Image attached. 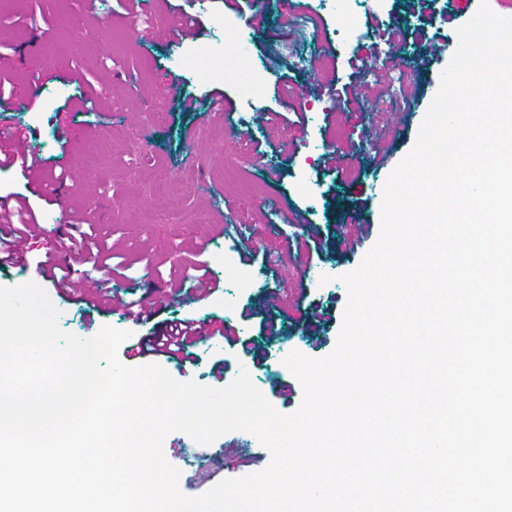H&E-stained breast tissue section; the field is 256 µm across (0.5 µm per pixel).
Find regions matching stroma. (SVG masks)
Returning a JSON list of instances; mask_svg holds the SVG:
<instances>
[{
	"instance_id": "35a3bbf8",
	"label": "stroma",
	"mask_w": 512,
	"mask_h": 512,
	"mask_svg": "<svg viewBox=\"0 0 512 512\" xmlns=\"http://www.w3.org/2000/svg\"><path fill=\"white\" fill-rule=\"evenodd\" d=\"M197 18L196 33L169 41L179 17ZM471 12L456 0H384L375 25L350 26L317 0H0V114L23 139L39 176L0 165V197L23 200L42 230L20 265H0V286L42 285L61 312L60 326L82 338L102 327L128 331L127 345L172 319L224 326L225 336L193 345V359L155 364L176 380L219 386L247 369L281 413L296 411L303 391L283 365L290 352L319 359L335 348L347 290L341 281L377 242L385 183L415 144L440 75L457 47L456 30ZM406 41L392 46L388 28ZM248 41H240L241 28ZM67 43L63 62L34 61L32 40ZM231 46L222 67L202 69L190 55ZM306 66H299L298 56ZM409 61L411 92H394L385 56ZM257 77L256 100L242 90ZM224 119H210L214 94ZM202 102L180 111L181 95ZM97 99L96 111L80 101ZM252 164L229 174L241 141ZM357 162L358 174L342 168ZM71 178L60 181V171ZM84 219L112 248L118 272L108 289L156 300V313L136 323L121 310L94 307L78 293L60 294L41 272L60 258L59 227ZM238 226L235 237L225 235ZM206 264L211 294L168 296L170 272ZM223 364L224 377L213 368ZM239 431L191 458L194 440L174 431L164 455L179 469V488L202 494L222 479L259 472L271 460L258 448L239 466Z\"/></svg>"
}]
</instances>
